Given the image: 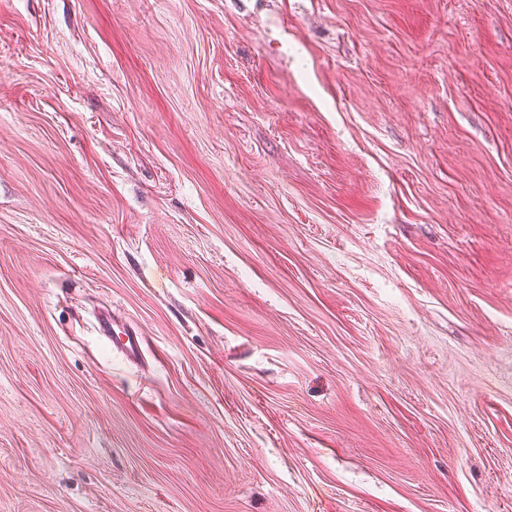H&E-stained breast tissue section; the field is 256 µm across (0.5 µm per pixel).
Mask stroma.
I'll return each instance as SVG.
<instances>
[{"instance_id":"obj_1","label":"stroma","mask_w":512,"mask_h":512,"mask_svg":"<svg viewBox=\"0 0 512 512\" xmlns=\"http://www.w3.org/2000/svg\"><path fill=\"white\" fill-rule=\"evenodd\" d=\"M0 512H512V0H0ZM112 343L127 359H135L143 353L147 338L135 330L124 329L115 339H112Z\"/></svg>"}]
</instances>
